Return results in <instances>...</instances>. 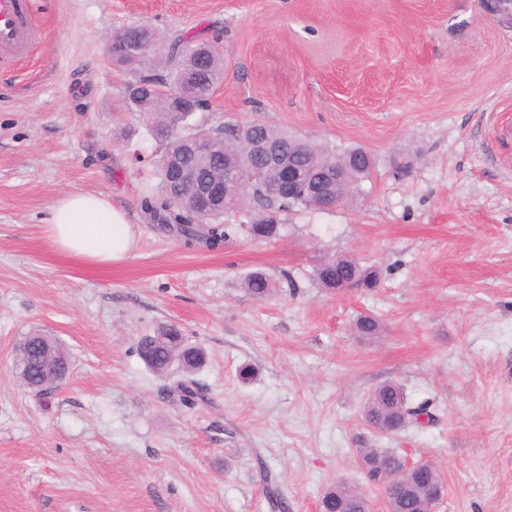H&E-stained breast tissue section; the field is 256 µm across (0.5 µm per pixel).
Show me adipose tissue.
<instances>
[{
    "mask_svg": "<svg viewBox=\"0 0 512 512\" xmlns=\"http://www.w3.org/2000/svg\"><path fill=\"white\" fill-rule=\"evenodd\" d=\"M45 233L60 254L84 264L109 267L129 260L138 233L126 213L94 194H69L50 210Z\"/></svg>",
    "mask_w": 512,
    "mask_h": 512,
    "instance_id": "obj_1",
    "label": "adipose tissue"
}]
</instances>
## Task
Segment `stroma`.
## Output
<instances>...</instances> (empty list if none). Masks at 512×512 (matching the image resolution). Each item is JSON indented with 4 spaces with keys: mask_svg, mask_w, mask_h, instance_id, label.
I'll use <instances>...</instances> for the list:
<instances>
[{
    "mask_svg": "<svg viewBox=\"0 0 512 512\" xmlns=\"http://www.w3.org/2000/svg\"><path fill=\"white\" fill-rule=\"evenodd\" d=\"M41 38L0 70V512H320L325 490L368 486L362 448L433 463L435 512H512V29L480 0H34ZM139 23L200 34L224 61L209 124L258 121L374 166L363 192L291 214L280 240L211 248L147 219L157 145L104 53ZM409 173L397 175L396 165ZM95 194L138 231L98 268L46 238L61 196ZM348 254L373 290L333 293L313 271ZM290 273L259 302L246 274ZM362 314L384 332L351 330ZM176 327L203 348L209 406L167 396L140 337ZM72 356L47 394L17 379L19 340ZM255 375L241 382L238 369ZM396 381L435 421L382 435L361 419Z\"/></svg>",
    "mask_w": 512,
    "mask_h": 512,
    "instance_id": "obj_1",
    "label": "stroma"
}]
</instances>
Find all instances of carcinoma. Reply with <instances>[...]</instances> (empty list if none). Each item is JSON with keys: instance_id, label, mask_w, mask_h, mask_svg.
I'll use <instances>...</instances> for the list:
<instances>
[{"instance_id": "1", "label": "carcinoma", "mask_w": 512, "mask_h": 512, "mask_svg": "<svg viewBox=\"0 0 512 512\" xmlns=\"http://www.w3.org/2000/svg\"><path fill=\"white\" fill-rule=\"evenodd\" d=\"M139 38L153 44H162L163 37L152 28L123 29L112 37L120 47ZM200 42L195 36H181L173 40L179 47L175 56L159 61L155 70L145 73L165 89L182 86V78L195 77L194 89L200 95L201 105H206L213 92L214 80L222 77L223 60L215 54L203 63H198L191 54V46ZM140 109L149 118L148 134L160 147L155 160L154 177L156 191L142 200V207L155 217L165 229L188 240L205 239L215 247L224 243L237 229H242L255 240L276 241L282 237L288 213L295 209H314L316 204L297 193L292 196L284 191L258 194L252 191L239 193L230 191L229 206L224 212L203 213L197 209L191 188L175 181L174 165L193 145L210 146L215 150L203 176L208 179L224 178V161H229L242 170L255 168L258 162L246 151V142L251 139L271 140L286 148L296 165L317 175L327 163L343 168V177L329 182L327 193L345 203L360 190V182L369 177L373 168L372 156L362 148H351L338 154L326 147L304 142L286 131L269 127L263 123L225 124L203 129L199 125L190 127V132L178 133V126L187 120L184 113H176L157 106L153 98L144 97ZM317 283L333 292H338L347 283L368 290L377 286L378 271L358 260L337 255L321 261L314 270ZM273 280L263 272H252L244 280L245 292L256 300H263L274 291ZM356 336L373 340L383 333L380 320L371 315H360L353 323ZM180 331L168 327L152 335L143 336L137 343V351L146 366L154 373L168 375L176 368L182 378L174 382L171 392L186 406H202L209 403L207 388L192 378V374L204 365L206 355L197 344L187 338H178ZM31 352L27 359L28 371L18 373L23 385L38 376L40 346L31 341ZM363 421L374 430L393 434L400 431L399 425L432 423L434 416L429 402L411 406L405 390L397 382H387L376 387L366 399L362 409ZM361 466L367 483L381 486V473L396 467L401 456L388 448L359 449ZM402 484L387 490L388 506L392 512H432L435 507V492L444 486L442 473L429 462H419L401 475ZM366 495L355 485L339 482L328 488L321 500L322 512H362Z\"/></svg>"}]
</instances>
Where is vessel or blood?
<instances>
[{
  "label": "vessel or blood",
  "mask_w": 512,
  "mask_h": 512,
  "mask_svg": "<svg viewBox=\"0 0 512 512\" xmlns=\"http://www.w3.org/2000/svg\"><path fill=\"white\" fill-rule=\"evenodd\" d=\"M31 0H0V68L26 57L39 39Z\"/></svg>",
  "instance_id": "b4317fda"
}]
</instances>
